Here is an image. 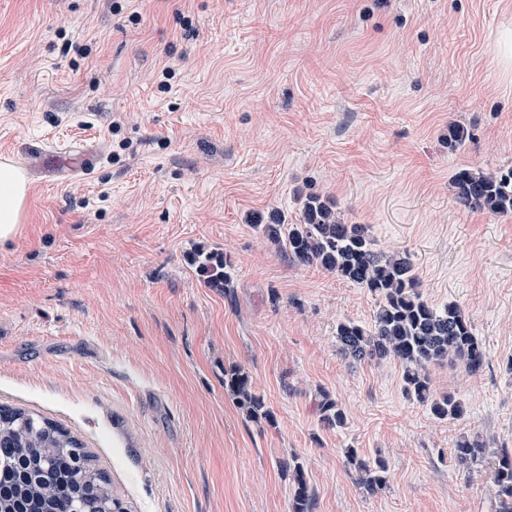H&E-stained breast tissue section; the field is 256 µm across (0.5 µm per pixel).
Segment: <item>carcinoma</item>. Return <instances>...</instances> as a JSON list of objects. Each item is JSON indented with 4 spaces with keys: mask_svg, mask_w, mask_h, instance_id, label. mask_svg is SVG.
Wrapping results in <instances>:
<instances>
[{
    "mask_svg": "<svg viewBox=\"0 0 512 512\" xmlns=\"http://www.w3.org/2000/svg\"><path fill=\"white\" fill-rule=\"evenodd\" d=\"M471 137L468 127L448 125V150L454 152ZM457 203L490 215L512 214V167L494 172L463 168L450 183ZM303 223L257 224L255 228L278 251L300 265H316L336 278L368 290L379 299L371 327L351 321L336 326V338L344 356L354 361L392 357L404 368L408 392L429 406L440 420H455L463 408L454 397L434 398L428 368L443 362L460 364L467 373H480L486 362L482 342L475 336L469 316L457 304L437 308L420 292L419 278L409 254L385 252L362 224L341 219L329 223V206L319 196L304 200ZM224 389L252 420L273 421L272 413L251 391V381L241 369L224 373ZM320 421L327 427L344 424V413L334 402L320 404ZM452 452L468 467L486 457L487 443L477 434H462ZM347 464L356 471L366 491L385 486L386 467L370 466L357 451H346ZM291 472L292 512H308L310 495L303 469ZM95 483V497H83L85 484ZM495 512H512V453L498 455L493 473ZM83 512L120 503L112 486L83 444L57 423L11 409L0 418V512H72L77 503Z\"/></svg>",
    "mask_w": 512,
    "mask_h": 512,
    "instance_id": "1",
    "label": "carcinoma"
}]
</instances>
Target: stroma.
Returning a JSON list of instances; mask_svg holds the SVG:
<instances>
[{
	"label": "stroma",
	"mask_w": 512,
	"mask_h": 512,
	"mask_svg": "<svg viewBox=\"0 0 512 512\" xmlns=\"http://www.w3.org/2000/svg\"><path fill=\"white\" fill-rule=\"evenodd\" d=\"M512 0H0V151L82 139L86 179L39 174L0 242V406L81 440L129 512H494L512 452V215L456 203L459 169L512 167ZM172 75H165V68ZM472 136L449 152L448 126ZM408 251L421 292L458 304L487 360L430 369L435 418L393 359L355 362L336 326L366 289L267 244L306 196ZM230 281L196 272L197 247ZM247 372L272 422L224 389ZM346 420L323 426L318 403ZM464 433L489 446L464 469ZM383 460L368 493L345 459ZM493 484L494 511L512 512V454L507 450L498 455ZM288 471L291 472L293 499L292 512H308L310 504V495L308 491L305 473L300 465H289Z\"/></svg>",
	"instance_id": "obj_1"
}]
</instances>
